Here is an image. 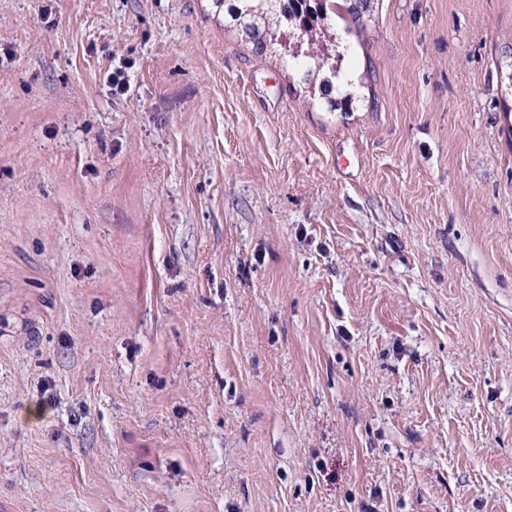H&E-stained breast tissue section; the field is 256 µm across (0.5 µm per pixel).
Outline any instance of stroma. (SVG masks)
I'll list each match as a JSON object with an SVG mask.
<instances>
[{"label":"stroma","instance_id":"35a3bbf8","mask_svg":"<svg viewBox=\"0 0 512 512\" xmlns=\"http://www.w3.org/2000/svg\"><path fill=\"white\" fill-rule=\"evenodd\" d=\"M345 7L0 0L14 512H512V0ZM270 1H281L272 6ZM216 7L227 11L242 35L253 43L257 54L265 53L268 48L280 46L282 59L294 66L304 67V81L307 85L320 81L323 94H329L336 88L339 68L336 67V36L324 49L326 41L325 21L329 2L333 0H211ZM314 2L316 6H312ZM237 4V5H236ZM243 21L246 24H243ZM288 28V47L286 41H280L281 32ZM306 43V49L303 45Z\"/></svg>","mask_w":512,"mask_h":512}]
</instances>
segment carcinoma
Listing matches in <instances>:
<instances>
[{"instance_id":"cac0c4a2","label":"carcinoma","mask_w":512,"mask_h":512,"mask_svg":"<svg viewBox=\"0 0 512 512\" xmlns=\"http://www.w3.org/2000/svg\"><path fill=\"white\" fill-rule=\"evenodd\" d=\"M228 13L237 28L253 43L258 54L280 47L281 56L289 63L304 67V81L320 82L329 94L336 88V41L333 49H324L325 21L331 0H281L277 6L270 0H211Z\"/></svg>"}]
</instances>
